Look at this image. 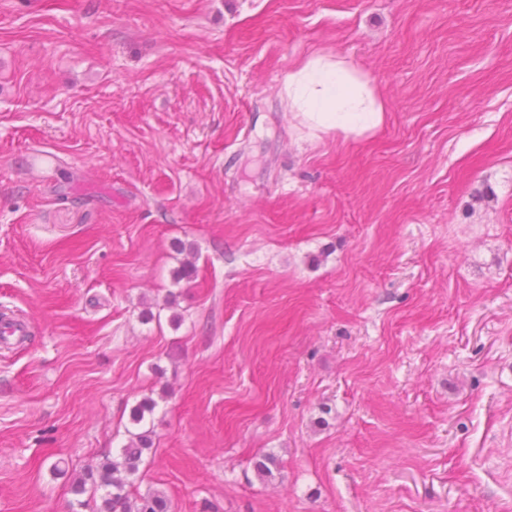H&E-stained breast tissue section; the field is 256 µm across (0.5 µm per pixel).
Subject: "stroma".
Instances as JSON below:
<instances>
[{"mask_svg":"<svg viewBox=\"0 0 512 512\" xmlns=\"http://www.w3.org/2000/svg\"><path fill=\"white\" fill-rule=\"evenodd\" d=\"M318 53L380 129L310 140ZM2 311L0 512L147 398L170 512H512V0H0ZM284 94L313 137L336 130L362 136L382 126L386 117L385 104L370 81L328 53L311 56L293 68L285 79Z\"/></svg>","mask_w":512,"mask_h":512,"instance_id":"1","label":"stroma"}]
</instances>
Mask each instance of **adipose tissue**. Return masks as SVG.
I'll return each instance as SVG.
<instances>
[{"label":"adipose tissue","instance_id":"ef3b65f1","mask_svg":"<svg viewBox=\"0 0 512 512\" xmlns=\"http://www.w3.org/2000/svg\"><path fill=\"white\" fill-rule=\"evenodd\" d=\"M283 92L312 134L342 131L361 136L383 125L385 104L370 81L343 59L318 54L293 68Z\"/></svg>","mask_w":512,"mask_h":512}]
</instances>
